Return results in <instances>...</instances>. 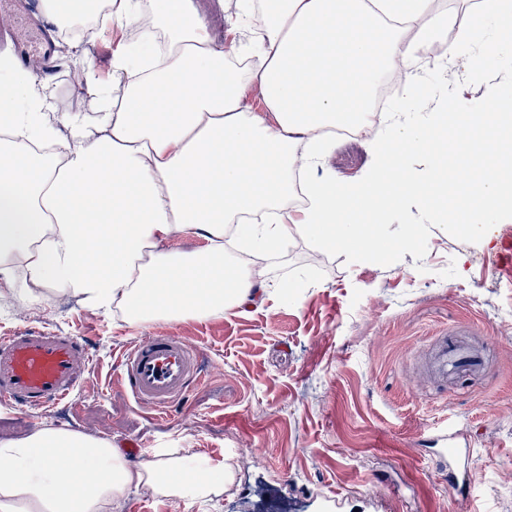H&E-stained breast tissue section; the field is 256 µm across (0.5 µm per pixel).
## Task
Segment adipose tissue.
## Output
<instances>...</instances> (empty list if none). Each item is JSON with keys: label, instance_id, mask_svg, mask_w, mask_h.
<instances>
[{"label": "adipose tissue", "instance_id": "ef3b65f1", "mask_svg": "<svg viewBox=\"0 0 512 512\" xmlns=\"http://www.w3.org/2000/svg\"><path fill=\"white\" fill-rule=\"evenodd\" d=\"M41 8L61 31L132 23L166 48L140 60L119 43L105 84L84 59L91 110L54 123L37 76L0 53V293L45 303L73 295L95 312L123 310L131 325L220 318L267 292L252 268L228 261L229 224L245 246L275 249L298 235L368 253L385 209L414 194L430 206L434 185L449 188L467 223L512 218V94L488 83L479 97L459 93L433 112L415 80L449 63L482 77L512 50V0H480L469 24L434 0H240L238 26L252 37L223 44L190 0ZM450 32L455 52L444 59L435 45ZM384 75L402 94L376 128L369 101ZM251 84L263 110L243 104ZM339 126L367 135L372 166L347 182L308 181L306 202L289 206V171L321 160L327 130ZM411 154L426 160L424 173L406 171ZM474 158L487 163L481 174L455 180ZM178 237L205 245L162 249ZM233 481L226 461L202 478L176 449L136 462L112 442L49 426L0 441V512H105L140 487L210 499Z\"/></svg>", "mask_w": 512, "mask_h": 512}]
</instances>
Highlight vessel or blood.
Segmentation results:
<instances>
[{"instance_id":"1","label":"vessel or blood","mask_w":512,"mask_h":512,"mask_svg":"<svg viewBox=\"0 0 512 512\" xmlns=\"http://www.w3.org/2000/svg\"><path fill=\"white\" fill-rule=\"evenodd\" d=\"M15 50L20 64L39 56L45 69L53 67V51L42 35L17 33ZM488 263L512 279V238H503ZM436 375L447 378L459 367L478 366L479 360L460 341L440 340L428 358ZM89 364L80 337L24 328L0 336V401L17 407H52L73 397ZM121 378L134 399L163 413L183 399L201 379L199 350L185 337L159 332L134 341L119 360Z\"/></svg>"}]
</instances>
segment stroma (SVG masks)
Instances as JSON below:
<instances>
[{
	"label": "stroma",
	"instance_id": "35a3bbf8",
	"mask_svg": "<svg viewBox=\"0 0 512 512\" xmlns=\"http://www.w3.org/2000/svg\"><path fill=\"white\" fill-rule=\"evenodd\" d=\"M217 42L237 34L239 0H193ZM131 25L54 42L55 73L39 58L56 113L87 111L80 51L99 76L112 43L140 39ZM364 140L335 141L309 176L353 179L369 165ZM512 222L452 227L442 208L411 200L372 234L377 255L300 237L265 256L263 305L223 317L128 325L70 296L42 304L0 296V336L36 327L83 337L88 371L55 408L0 403V439L45 424L145 452L178 448L192 466L227 460L233 485L212 501L132 490L119 512H512V285L484 263ZM169 330L197 345L205 378L168 417L140 407L117 360L138 337ZM481 349L483 369L441 384L416 361L439 338ZM453 427L472 452L471 494L448 489L430 432Z\"/></svg>",
	"mask_w": 512,
	"mask_h": 512
}]
</instances>
